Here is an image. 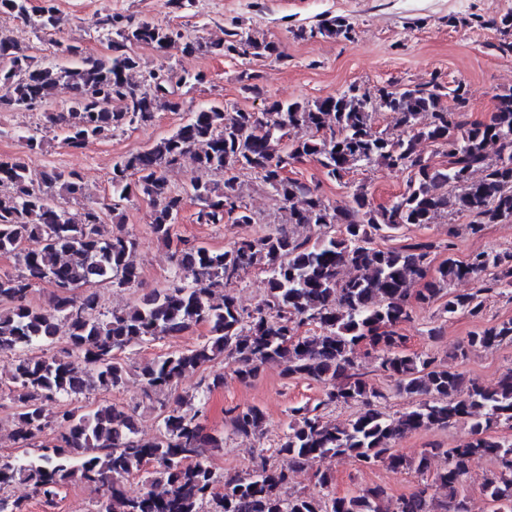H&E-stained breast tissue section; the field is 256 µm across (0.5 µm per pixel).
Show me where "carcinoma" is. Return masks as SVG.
<instances>
[{"label": "carcinoma", "instance_id": "cac0c4a2", "mask_svg": "<svg viewBox=\"0 0 512 512\" xmlns=\"http://www.w3.org/2000/svg\"><path fill=\"white\" fill-rule=\"evenodd\" d=\"M0 11L30 19L26 0H0ZM37 17L42 31L62 23L56 0H44ZM492 25L500 38L491 49L512 56V15ZM98 27L110 41L111 56L85 57L80 45L60 44L58 52L72 61L69 66L37 64L20 44L0 41V86L7 88L0 111L31 110L67 83L74 91L69 105L45 118L62 125L66 142L77 148L90 138L148 123L158 111H183L178 88L204 81L201 73L189 79L171 68L140 74L138 46L163 48L181 40L190 54L280 56L276 43L238 30L203 44L168 23L119 14L102 16ZM353 32L350 22L333 17L310 30L301 27L295 36L349 40ZM450 99L457 103L455 112L448 111ZM496 99L495 111L482 121L469 118L465 85L447 90L434 80L403 89L383 86L375 93L352 84L313 103L268 99L261 112H226L222 103L196 110L170 135L112 166V196L149 200L153 234L176 243V269L165 287L107 314L99 310L93 288L139 284L140 272L131 260L136 240L122 231L102 233L101 209L107 203L101 209L85 208L77 218L56 207V191L72 198L84 195L78 174L51 170L35 179L24 162L0 158V253L15 254L20 266L17 274H0V358H7L13 384L14 437L37 449L28 458H0V512H28L26 502L4 494L16 483L31 486L49 510L63 488L81 483L103 487L97 512H204L207 504L213 512H469L465 483L475 457H490L499 466L484 483L491 512H512V440L493 434L498 427L512 428V368L490 386L467 380L429 353H406L405 338L397 332L411 318L409 291L417 281L423 288L416 300L426 307L439 305L449 317H482L489 291L512 296V249L474 252L460 261L450 242L448 258L429 278L435 243L375 245L386 231L433 224L448 215L469 218L466 228L473 236L487 224L512 222V90ZM381 112L393 116L394 128L375 126ZM424 142L440 147L447 160L434 163L425 157L419 150ZM491 143L499 145L494 157L487 151ZM307 157L338 181L362 166L406 171V187L387 206L374 205L362 187L332 205L308 184L280 175V169ZM184 161L199 172L191 190L201 224L224 223L227 206L242 209L240 222L255 223L254 214L245 213L236 175L247 170L283 201L288 223L334 224L336 234L312 243L278 230L237 241L224 251L183 240L175 232L183 196L172 189L166 171ZM478 171L482 176L476 179ZM218 174L224 182L212 179ZM29 241L38 247L23 249ZM253 268L266 274V295L247 311L233 288ZM461 280L474 287L453 291L451 286ZM43 282L54 288L46 308L29 299L31 288ZM81 287L84 292H76ZM61 322L67 326L65 346L35 353L55 343ZM199 324L209 327L201 342L140 368L146 394L171 389L185 372L218 358L244 384L265 363L278 361L285 377L323 386V398L314 407L291 409L279 452L293 466L347 456L367 467H412L424 475L431 459L441 454L446 469L432 483L399 498L391 510L383 506L386 491L377 485L351 497L329 496L333 474L328 469L317 471V493L284 498L280 490L290 475L270 464L262 449L247 472L219 480L205 452L224 447V436L206 430L200 409L181 398L160 404L161 433L153 442L137 438L134 410L124 405L84 410L67 403L96 388L122 387L128 349ZM304 324L316 331L292 339ZM504 342L512 343V319L471 332L460 355ZM360 345L373 349L376 370L394 381L398 392L418 402L394 417L380 412L376 401L385 394L370 384L353 357ZM56 401L61 406L47 413L46 403ZM351 404L360 406L359 412L339 425L318 413L321 407ZM226 415L234 433L262 434L264 416L258 407H233ZM466 417L473 419L470 436L459 446H432L413 459L397 448L412 432L445 428ZM49 427L58 430L59 443L36 445ZM134 472L144 474L148 488L127 496L120 482ZM435 487L447 491L440 509L430 493Z\"/></svg>", "mask_w": 512, "mask_h": 512}]
</instances>
